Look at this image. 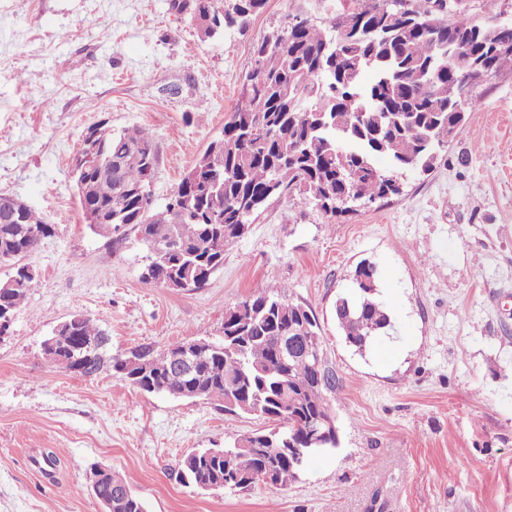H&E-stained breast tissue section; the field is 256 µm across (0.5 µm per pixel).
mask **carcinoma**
<instances>
[{
	"label": "carcinoma",
	"mask_w": 512,
	"mask_h": 512,
	"mask_svg": "<svg viewBox=\"0 0 512 512\" xmlns=\"http://www.w3.org/2000/svg\"><path fill=\"white\" fill-rule=\"evenodd\" d=\"M267 0H207L216 27L197 25L201 39L227 29L245 32ZM432 0H358L325 32L306 20L290 23L257 41L251 69L242 77L237 102L221 135L222 166L204 163L195 182L181 179L164 204L154 202L153 183L160 162L158 142L140 127L106 133L112 168L90 175L87 203L100 221L97 234L124 245L129 237L146 247L141 281L182 292L203 288L224 265V249L244 236L277 197L293 200L307 194L327 216L326 195L358 186L373 204L401 193L393 187L399 173L435 167L448 146V122L456 110L474 107L476 96L460 95L454 76L487 59L478 82L512 71V54L490 55L493 44L511 41L512 30L467 17L433 13ZM373 74L369 83L364 73ZM52 225L34 210L0 203V307L16 310L37 288L28 278L27 259ZM377 266H357L353 291L337 298L335 315L342 333L358 352L391 325L389 309L377 298ZM306 339L322 349L312 310L286 298L278 289L262 288L224 313V339L208 343L189 372L172 367L183 344L161 353L141 345L131 353L149 360L147 381L134 386L143 393L173 398L214 400L226 412L247 414L276 424L267 432L245 434L224 448L188 453L179 480L197 486L249 489L230 481L235 468L255 475L272 474L271 485L285 488L298 469L293 446L307 447L313 424L325 416L326 394L336 390L335 366L325 355L310 360L283 358L279 339L301 324ZM102 341L86 375L116 372L125 363L112 353V339L82 315L76 329L63 327L49 337V361L73 369L70 350L81 339ZM112 497V512H147L144 501L126 481L110 471L101 493Z\"/></svg>",
	"instance_id": "cac0c4a2"
}]
</instances>
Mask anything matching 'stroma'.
Wrapping results in <instances>:
<instances>
[{"mask_svg": "<svg viewBox=\"0 0 512 512\" xmlns=\"http://www.w3.org/2000/svg\"><path fill=\"white\" fill-rule=\"evenodd\" d=\"M349 5L268 0L246 32L204 40L168 0H0V194L53 226L30 258L39 286L0 338V512H102L95 465L148 512H512L511 71L477 88L463 130L431 172L401 176V194L333 218L305 195L272 200L204 288L142 283L144 249L113 247L82 219L72 161L88 127L148 129L165 199L221 135L253 43L298 17L332 30ZM170 83L182 94L163 95ZM365 260L391 327L361 353L334 308ZM259 285L312 309L338 378L339 445L284 489L176 479L189 452L269 422L145 394L111 372L80 376L42 353L78 314L116 352L217 342L225 310ZM46 453L56 463L44 472Z\"/></svg>", "mask_w": 512, "mask_h": 512, "instance_id": "stroma-1", "label": "stroma"}]
</instances>
